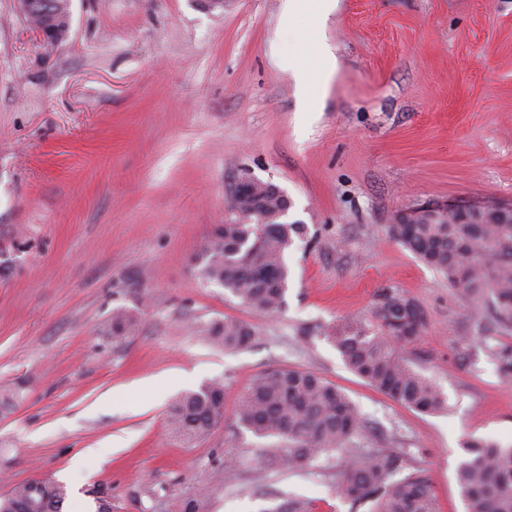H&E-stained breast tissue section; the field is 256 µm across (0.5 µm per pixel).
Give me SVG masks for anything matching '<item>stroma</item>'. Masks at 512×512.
Here are the masks:
<instances>
[{"instance_id": "stroma-1", "label": "stroma", "mask_w": 512, "mask_h": 512, "mask_svg": "<svg viewBox=\"0 0 512 512\" xmlns=\"http://www.w3.org/2000/svg\"><path fill=\"white\" fill-rule=\"evenodd\" d=\"M284 0H71L69 38L44 44L0 0V494L65 484L64 512H356L336 483L351 457L391 449L466 512L467 445H512V377L492 326L396 242L427 205L512 210V0H336L283 24ZM321 32L336 59L307 114L287 58ZM283 189L308 226L285 261L283 308L254 311L203 283L194 254L233 219L243 176ZM393 285L424 309L405 350L447 406L420 413L349 371L321 334L371 318ZM137 316L112 337V313ZM256 330L233 353L197 332ZM317 373L363 419L349 449L291 470L240 428L239 403L275 367ZM224 386V421L181 441L168 408Z\"/></svg>"}]
</instances>
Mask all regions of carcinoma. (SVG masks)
Returning a JSON list of instances; mask_svg holds the SVG:
<instances>
[{"label":"carcinoma","instance_id":"1","mask_svg":"<svg viewBox=\"0 0 512 512\" xmlns=\"http://www.w3.org/2000/svg\"><path fill=\"white\" fill-rule=\"evenodd\" d=\"M260 217L237 216L214 226L195 256L199 278L215 283L253 310L275 313L284 303L290 271L285 251L307 235L304 224L282 223L284 200L257 189ZM391 236L459 289L499 328L512 330V213L488 207L462 221L452 212L422 216L411 224L390 225ZM369 322L350 321L322 330L346 366L392 400L420 412L445 406L439 389L413 369L402 350L421 337L427 324L423 308L392 286L378 290ZM137 326L136 317L117 310L112 335L123 338ZM202 333L226 351L250 345L256 330L240 320L209 323ZM224 420V387L203 384L172 402L168 423L189 442ZM238 424L253 435L276 438L282 462L301 468L327 451H341L361 430L359 413L336 385L309 370L280 367L264 372L245 393ZM402 456L379 452L355 460L346 469L337 493L370 512H436L428 480L414 472L400 479ZM466 512H512V448L494 441L467 446L457 471ZM21 500L32 499V512H62L66 487L50 481L38 496L26 484L14 488Z\"/></svg>","mask_w":512,"mask_h":512}]
</instances>
